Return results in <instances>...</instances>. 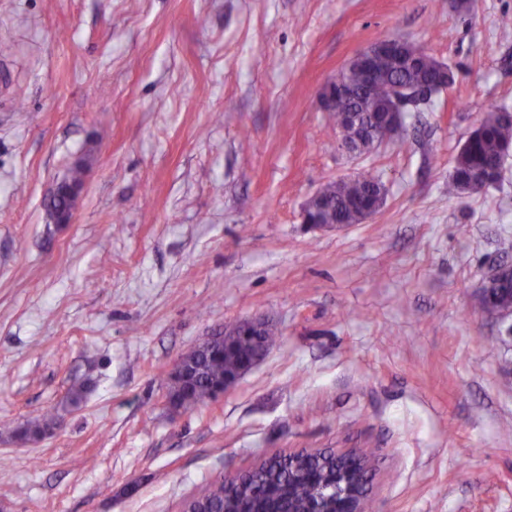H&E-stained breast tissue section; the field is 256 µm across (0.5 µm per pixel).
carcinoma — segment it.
Instances as JSON below:
<instances>
[{
  "instance_id": "cac0c4a2",
  "label": "carcinoma",
  "mask_w": 512,
  "mask_h": 512,
  "mask_svg": "<svg viewBox=\"0 0 512 512\" xmlns=\"http://www.w3.org/2000/svg\"><path fill=\"white\" fill-rule=\"evenodd\" d=\"M374 78L362 70L342 73V89L336 90L333 115L354 112L364 128L371 118L391 105V91L404 90L410 101L408 109L429 103L432 97L455 82L452 68L422 47L406 42L395 54L377 58L371 64ZM512 151V114L504 108L486 114L472 131L458 153L448 178V195L454 196L471 187L479 194L496 183L501 163ZM81 182V169L72 170L69 181L53 196L51 207L58 214L71 207L65 189ZM372 199L383 205L385 189L379 178L366 171L356 178L339 179L326 184V194L315 206L325 224H357L362 204ZM498 284L484 290L480 299L489 315H504L512 310V294L496 291ZM280 345V333L274 325L265 327L256 338H238L234 351L224 353V342L196 351L193 366L186 376L169 380L168 402L174 409H190L217 397L224 388V375L251 353H269ZM58 416L44 413L14 434L26 439L56 428ZM336 482V462L318 461L300 456L294 462L286 457L254 465L242 482L213 481L208 489V512H289L298 500H313Z\"/></svg>"
}]
</instances>
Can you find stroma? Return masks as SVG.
I'll list each match as a JSON object with an SVG mask.
<instances>
[{
	"label": "stroma",
	"mask_w": 512,
	"mask_h": 512,
	"mask_svg": "<svg viewBox=\"0 0 512 512\" xmlns=\"http://www.w3.org/2000/svg\"><path fill=\"white\" fill-rule=\"evenodd\" d=\"M452 3L0 0V512H181L299 448L371 452L372 512H512V337L479 303L512 239V157L448 194L471 132L512 109V0ZM390 37L456 80L358 155L318 93ZM78 164L61 224L49 200ZM366 170L385 188L368 221L303 224ZM249 317L280 347L171 411L174 363ZM48 411L52 434L11 438Z\"/></svg>",
	"instance_id": "1"
}]
</instances>
